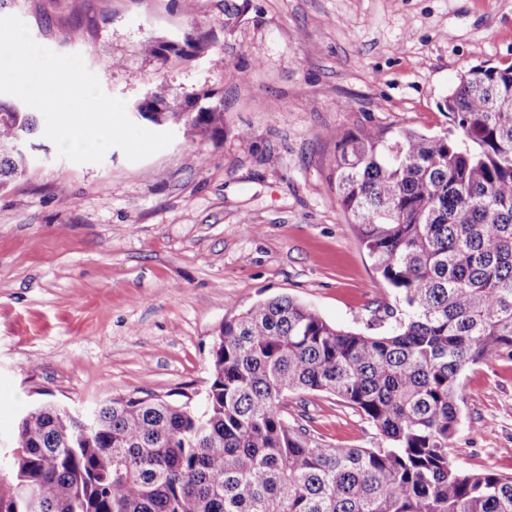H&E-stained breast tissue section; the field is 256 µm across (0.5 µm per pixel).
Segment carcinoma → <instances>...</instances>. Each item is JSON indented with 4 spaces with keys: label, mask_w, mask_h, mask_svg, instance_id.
Segmentation results:
<instances>
[{
    "label": "carcinoma",
    "mask_w": 512,
    "mask_h": 512,
    "mask_svg": "<svg viewBox=\"0 0 512 512\" xmlns=\"http://www.w3.org/2000/svg\"><path fill=\"white\" fill-rule=\"evenodd\" d=\"M200 49L153 41L167 61ZM204 91L152 92L149 122L224 136ZM443 135H336V203L395 304L382 333L345 330L290 296L224 320L198 401L119 396L26 411L1 464L0 512H512V476L448 460L460 376L512 356V63L476 65L440 103ZM35 113L0 96V144ZM0 151V189L25 175ZM325 393L375 426V448H332L288 423L291 393Z\"/></svg>",
    "instance_id": "obj_1"
}]
</instances>
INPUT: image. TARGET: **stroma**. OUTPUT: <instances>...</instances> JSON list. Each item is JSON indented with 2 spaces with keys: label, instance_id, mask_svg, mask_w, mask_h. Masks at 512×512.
Instances as JSON below:
<instances>
[{
  "label": "stroma",
  "instance_id": "1",
  "mask_svg": "<svg viewBox=\"0 0 512 512\" xmlns=\"http://www.w3.org/2000/svg\"><path fill=\"white\" fill-rule=\"evenodd\" d=\"M35 42L81 54L103 90L224 102V135L175 138L132 162L59 157L37 134L28 173L0 189V444L32 405L207 386L214 338L288 295L365 329L383 297L330 191L336 135L448 131L439 102L471 66L512 62V0H15ZM201 38L163 60L151 39ZM448 459L512 476V358L460 378ZM318 443L380 435L325 394L288 397Z\"/></svg>",
  "mask_w": 512,
  "mask_h": 512
}]
</instances>
